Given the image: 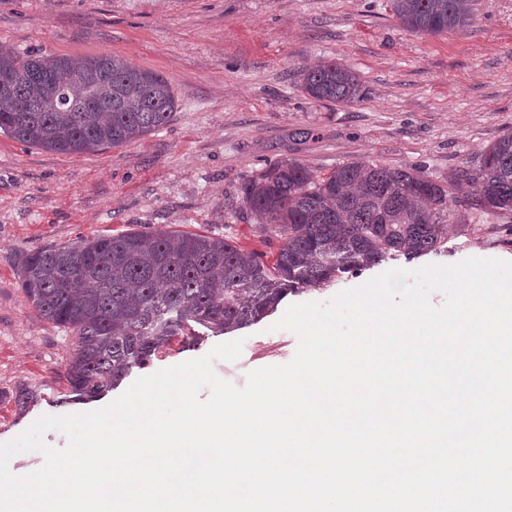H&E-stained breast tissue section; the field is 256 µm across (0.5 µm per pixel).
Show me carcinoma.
Here are the masks:
<instances>
[{
	"instance_id": "cac0c4a2",
	"label": "carcinoma",
	"mask_w": 512,
	"mask_h": 512,
	"mask_svg": "<svg viewBox=\"0 0 512 512\" xmlns=\"http://www.w3.org/2000/svg\"><path fill=\"white\" fill-rule=\"evenodd\" d=\"M474 0H392L413 33L463 30ZM312 98L349 105L366 91L336 60L302 70ZM0 133L62 154L95 153L165 125L176 107L171 84L122 56L20 54L0 48ZM475 187L469 205L512 211V134L442 182L418 168L353 161L319 174L277 161L238 186L242 205L284 243L273 264L220 236L170 230L80 238L24 253L21 287L38 317L74 333L66 369L73 394L93 398L146 364L176 336L232 330L273 311L290 292L315 288L389 256L424 255L445 226L465 223L450 191Z\"/></svg>"
}]
</instances>
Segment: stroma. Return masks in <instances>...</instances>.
Wrapping results in <instances>:
<instances>
[{
    "label": "stroma",
    "mask_w": 512,
    "mask_h": 512,
    "mask_svg": "<svg viewBox=\"0 0 512 512\" xmlns=\"http://www.w3.org/2000/svg\"><path fill=\"white\" fill-rule=\"evenodd\" d=\"M0 44L24 52H112L170 82L168 123L128 145L58 154L0 134V442L43 415L103 407L138 378L242 340L215 373L244 387L251 370L289 362L294 333L275 329L286 306L324 302L395 268L468 257L512 262V213L470 209L453 190L452 224L436 251L386 258L327 286L289 293L282 307L231 332L174 340L102 395L75 399L66 380L75 339L39 318L25 296L21 254L80 237L175 230L229 238L273 261L283 241L260 232L237 198L264 165L293 159L320 174L365 160L418 167L442 180L512 131V0H476L469 27L405 29L390 0H0ZM335 59L356 71L363 101H315L301 71ZM34 393L18 409L19 388Z\"/></svg>",
    "instance_id": "35a3bbf8"
}]
</instances>
